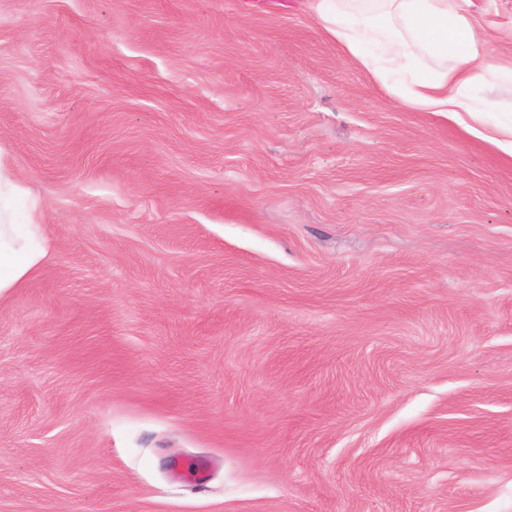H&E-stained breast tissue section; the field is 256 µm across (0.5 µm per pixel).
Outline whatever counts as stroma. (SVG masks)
I'll use <instances>...</instances> for the list:
<instances>
[{"label": "stroma", "instance_id": "obj_1", "mask_svg": "<svg viewBox=\"0 0 512 512\" xmlns=\"http://www.w3.org/2000/svg\"><path fill=\"white\" fill-rule=\"evenodd\" d=\"M310 4L0 0V512H512V159ZM40 215V202L0 163V297L37 275L50 257Z\"/></svg>", "mask_w": 512, "mask_h": 512}]
</instances>
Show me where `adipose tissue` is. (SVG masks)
I'll return each instance as SVG.
<instances>
[{"label": "adipose tissue", "mask_w": 512, "mask_h": 512, "mask_svg": "<svg viewBox=\"0 0 512 512\" xmlns=\"http://www.w3.org/2000/svg\"><path fill=\"white\" fill-rule=\"evenodd\" d=\"M469 0H314L317 25L407 108L433 112L512 158V113L474 88L512 82L493 61ZM41 205L0 164V297L37 275L51 254Z\"/></svg>", "instance_id": "obj_1"}]
</instances>
